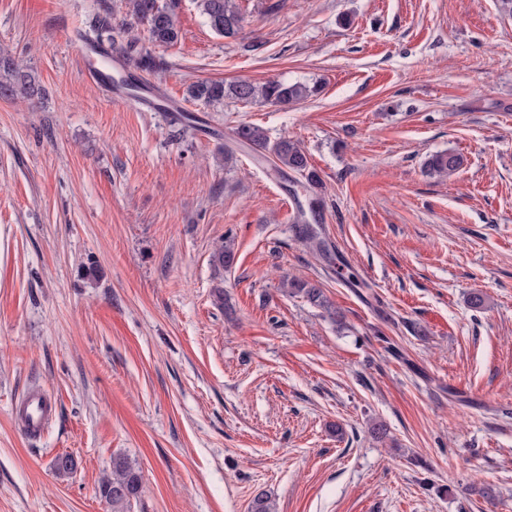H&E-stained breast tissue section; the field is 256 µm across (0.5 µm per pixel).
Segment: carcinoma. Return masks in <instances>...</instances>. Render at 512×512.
Masks as SVG:
<instances>
[{
  "mask_svg": "<svg viewBox=\"0 0 512 512\" xmlns=\"http://www.w3.org/2000/svg\"><path fill=\"white\" fill-rule=\"evenodd\" d=\"M128 7L130 15L147 26L153 42L159 45H172L178 41L179 31L172 13L161 7L158 0H128ZM201 7L210 27L217 34L224 37L238 34L241 16L231 0H201ZM91 31L94 36L88 38L89 43L94 45L97 40L107 37L108 53L112 54L115 60L134 57L142 69H153L152 57L138 50V38L130 36L128 29H116L112 27L111 19L102 17L95 22ZM0 67L14 73L22 92H33L31 83L28 82L29 75L17 70L9 59L1 60ZM315 92L314 86L285 81H269L262 84L239 81L226 85L220 81L206 80L197 81L188 88L191 99L204 103H216L230 97L244 103L259 102L280 107L294 105ZM234 140L237 144L256 151L261 158L271 155L273 172H294L302 176L310 188H319L320 181L314 172L310 171L308 156L298 142L288 137H281L272 142L261 127L246 123L235 129ZM462 165L463 158L460 155L444 151L426 161L425 173L431 177H446ZM321 202L319 195L314 194L308 197L307 204L297 203L294 230L309 249L331 263L336 259V254L322 236V228L310 223V220L317 219ZM286 288L288 293L302 297L312 306L321 309L330 319H336V307L319 284L292 279L286 282ZM140 488L139 473L119 457L112 460V474L99 482L97 493L113 507L119 508L137 497Z\"/></svg>",
  "mask_w": 512,
  "mask_h": 512,
  "instance_id": "cac0c4a2",
  "label": "carcinoma"
}]
</instances>
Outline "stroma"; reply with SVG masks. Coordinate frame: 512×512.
Wrapping results in <instances>:
<instances>
[{
    "label": "stroma",
    "instance_id": "35a3bbf8",
    "mask_svg": "<svg viewBox=\"0 0 512 512\" xmlns=\"http://www.w3.org/2000/svg\"><path fill=\"white\" fill-rule=\"evenodd\" d=\"M158 2L175 44L127 0H0V55L38 87L0 96V512H113L95 490L116 457L142 481L124 512H249L259 489L275 512H512V10L234 0L226 38L196 0ZM105 13L193 126L83 79L69 35ZM202 80L318 92L204 104ZM243 123L301 143L336 266L293 230L301 176L225 159ZM441 151L462 167L427 176ZM30 388L58 404L34 440L15 423ZM130 15L147 26L150 39L159 45L178 41L179 31L172 13L161 7L158 0H128ZM285 286L288 293L301 296L312 306L321 309L330 319L338 322L336 321V307L319 284L292 279L288 280Z\"/></svg>",
    "mask_w": 512,
    "mask_h": 512
}]
</instances>
